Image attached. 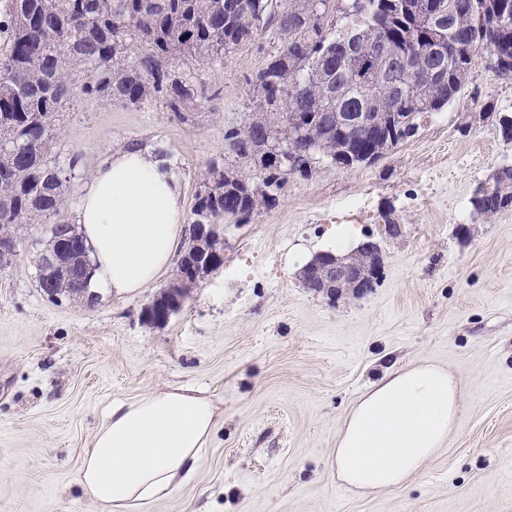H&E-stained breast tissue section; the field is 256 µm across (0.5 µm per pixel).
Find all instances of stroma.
I'll return each mask as SVG.
<instances>
[{"label": "stroma", "mask_w": 512, "mask_h": 512, "mask_svg": "<svg viewBox=\"0 0 512 512\" xmlns=\"http://www.w3.org/2000/svg\"><path fill=\"white\" fill-rule=\"evenodd\" d=\"M280 45L268 34L217 66L176 56L195 89L178 113L75 92L48 154L78 161L53 223H75L93 171L132 143L172 161L189 209L209 164L248 171L224 135L253 113L250 82ZM511 108L512 73L481 59L380 160L289 176L275 208L225 220L223 264L160 327L142 311L171 272L133 295L55 303L37 278L47 236L16 225L19 254L0 269V512H100L76 482L93 433L112 402L166 387L202 391L224 417L193 478L149 512H512V209L486 221L470 205L512 162L498 131ZM369 238L382 265L364 296L332 303L303 287L316 254ZM420 361L457 379L458 428L406 486L349 490L332 457L346 417Z\"/></svg>", "instance_id": "obj_1"}]
</instances>
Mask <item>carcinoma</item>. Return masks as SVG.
<instances>
[{"label": "carcinoma", "instance_id": "carcinoma-1", "mask_svg": "<svg viewBox=\"0 0 512 512\" xmlns=\"http://www.w3.org/2000/svg\"><path fill=\"white\" fill-rule=\"evenodd\" d=\"M317 2L323 13L317 25L308 27L298 17L285 27L280 0H5L0 9L6 41L0 55V236H13L17 224L40 223L66 202L63 184L75 177V161L51 165L47 155L78 77L88 96L136 107L165 97L177 111L193 87L172 69L176 55L219 64L240 44L268 32L278 35L280 48L255 77L268 87V98L256 101L250 122L225 136L253 170L221 182L218 166L212 165L203 187L214 184L216 191L197 195L193 207L195 224H222L231 217L241 224L251 219L257 182L268 189L267 207L272 208L290 175L253 151L268 140L292 139L285 113H304L305 137L296 145L299 175L307 176L315 163L333 168L335 158L359 159L383 149L389 113L397 107H407L417 121L447 107L471 69L459 47L495 54L504 62L497 72H512V30L498 24L501 11H512V0H456L452 15L448 0H438L442 51L418 63L412 94L401 100L394 72L365 93L350 78L349 34L381 25L401 49L421 44L428 30L415 9L419 0H347L346 15ZM133 42L147 51L131 61ZM328 77L332 98L326 95ZM338 112H367L381 122L372 128L339 126ZM504 190L512 194V174L498 172L480 183L470 198L473 213L489 219L498 215Z\"/></svg>", "mask_w": 512, "mask_h": 512}]
</instances>
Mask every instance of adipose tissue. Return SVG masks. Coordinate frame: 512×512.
I'll return each mask as SVG.
<instances>
[{"label":"adipose tissue","instance_id":"1","mask_svg":"<svg viewBox=\"0 0 512 512\" xmlns=\"http://www.w3.org/2000/svg\"><path fill=\"white\" fill-rule=\"evenodd\" d=\"M76 222L96 266L90 293L139 292L186 234L183 186L156 150L127 147L96 169ZM461 409L457 381L434 363L387 375L343 424L337 479L360 493L402 486L445 444ZM221 419L210 397L181 387L115 402L84 452L79 484L101 512H148L191 477Z\"/></svg>","mask_w":512,"mask_h":512}]
</instances>
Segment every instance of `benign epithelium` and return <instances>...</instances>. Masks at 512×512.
I'll list each match as a JSON object with an SVG mask.
<instances>
[{"label":"benign epithelium","instance_id":"1","mask_svg":"<svg viewBox=\"0 0 512 512\" xmlns=\"http://www.w3.org/2000/svg\"><path fill=\"white\" fill-rule=\"evenodd\" d=\"M365 45L370 53L386 61V68L401 69L406 73L409 86L416 85L414 72L405 66L408 54L396 51L381 31L371 29L365 33ZM351 76L354 81L371 89L382 79V74L363 65L358 68L359 54L352 53ZM193 247L177 260L175 278L170 290L162 297L154 298L144 307V316L157 324H165L178 312L188 294L190 287L210 274L216 266L223 239L218 233V225H191ZM40 287L51 292L49 285L57 274H67L77 291L86 293V284L94 272V266L78 261L71 251L62 246H55L40 254L38 258ZM381 268V255L375 242L367 240L357 249L344 256L332 252L318 254L302 270L303 284L309 290L321 294L334 302L339 298L352 295L360 297L373 287Z\"/></svg>","mask_w":512,"mask_h":512}]
</instances>
